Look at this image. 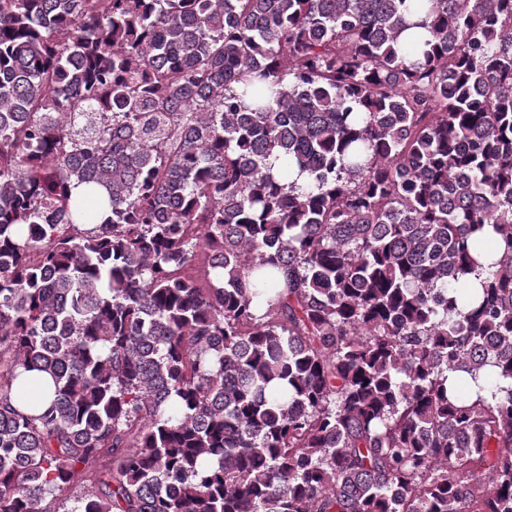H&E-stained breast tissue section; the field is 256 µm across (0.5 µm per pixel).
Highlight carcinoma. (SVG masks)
<instances>
[{"mask_svg":"<svg viewBox=\"0 0 512 512\" xmlns=\"http://www.w3.org/2000/svg\"><path fill=\"white\" fill-rule=\"evenodd\" d=\"M0 512H512V0H0Z\"/></svg>","mask_w":512,"mask_h":512,"instance_id":"obj_1","label":"carcinoma"}]
</instances>
